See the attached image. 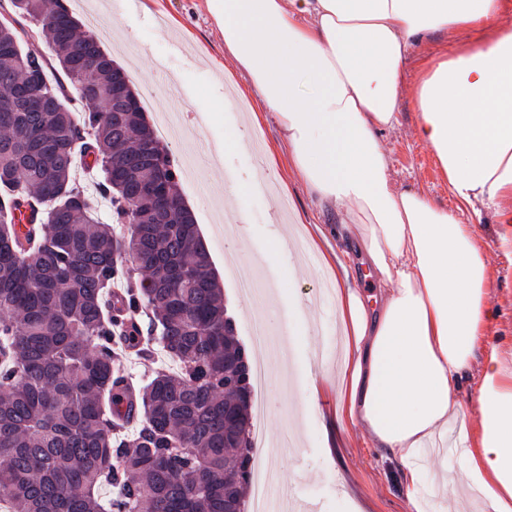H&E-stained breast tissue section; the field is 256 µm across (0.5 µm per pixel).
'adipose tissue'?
Segmentation results:
<instances>
[{
    "mask_svg": "<svg viewBox=\"0 0 512 512\" xmlns=\"http://www.w3.org/2000/svg\"><path fill=\"white\" fill-rule=\"evenodd\" d=\"M224 51L274 113L288 161L321 207L342 213L374 285L337 287L345 339L339 425L396 460L410 512H426L419 453L460 449L478 512H512V364L487 342L490 273L471 224L492 211L512 255V0H205ZM468 32L421 56L416 137L456 210L394 184L379 140L399 122L402 77L429 35ZM479 381L474 408L459 397Z\"/></svg>",
    "mask_w": 512,
    "mask_h": 512,
    "instance_id": "adipose-tissue-1",
    "label": "adipose tissue"
}]
</instances>
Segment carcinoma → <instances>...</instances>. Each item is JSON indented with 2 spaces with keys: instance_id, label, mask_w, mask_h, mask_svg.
<instances>
[{
  "instance_id": "carcinoma-1",
  "label": "carcinoma",
  "mask_w": 512,
  "mask_h": 512,
  "mask_svg": "<svg viewBox=\"0 0 512 512\" xmlns=\"http://www.w3.org/2000/svg\"><path fill=\"white\" fill-rule=\"evenodd\" d=\"M0 8L25 20L0 27V503L5 512L243 509L254 461L251 374L225 364L243 349L198 225L184 211L180 224L153 223L154 207L134 191L151 174L132 163L141 139L168 165L175 203L180 171L143 108L123 125L112 121L113 72L82 64L99 41L79 30L64 0ZM28 29L49 54L24 50ZM71 87L102 105L80 126ZM79 157L100 174L124 233L98 220L74 176ZM27 206L39 235L29 254L15 223ZM126 256L144 274L128 308L152 312L146 341L180 366L133 398L102 308ZM125 410L141 424L120 440L112 417Z\"/></svg>"
}]
</instances>
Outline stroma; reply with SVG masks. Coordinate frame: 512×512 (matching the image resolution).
<instances>
[{
    "instance_id": "1",
    "label": "stroma",
    "mask_w": 512,
    "mask_h": 512,
    "mask_svg": "<svg viewBox=\"0 0 512 512\" xmlns=\"http://www.w3.org/2000/svg\"><path fill=\"white\" fill-rule=\"evenodd\" d=\"M80 25H87V10H94L102 32L101 48L136 77L139 95L148 96L145 115L155 121L167 111L170 88L181 94V108L170 113L176 126H193L190 141H169L171 159L183 163L186 153L198 159L194 182H180V196L191 204L218 272L228 315L236 322L242 344H250V325L257 315L255 303L229 275L231 258L248 261L261 256L258 288L279 286L294 279L295 291L307 309L305 345L279 344L267 358L269 381L262 392L267 415L261 425L270 440L290 437L292 444L269 449L256 458V466L277 470L283 488L296 487L321 505V512H409L398 466L371 447L362 429H340L336 423V392L341 326L334 301L321 300L317 290L327 282L325 266L305 268L291 239L303 215L306 225L324 226L341 221L340 214L321 208L300 177L288 165V150L272 113L262 111L257 96L234 99V88L248 76L224 55V36L207 11L205 0H67ZM417 59H410L403 75L399 123L381 132L380 141L391 162L396 185L418 188L440 206L455 209L430 148L415 136L417 111L413 98ZM233 105H226V98ZM168 112V111H167ZM239 133L241 150L223 153L225 132ZM273 184V196L257 192L258 182ZM244 187L234 207L239 222L226 226L225 201L232 186ZM485 250L492 283L489 307L494 315L487 331L490 344L503 354L512 353V262L498 243V225L484 214L476 225ZM123 360L136 386L149 382L156 371L176 370V363L159 347L140 345ZM458 451L447 448L426 454L421 492L428 512L437 505L430 488L434 474L449 471L457 495L465 486L457 475Z\"/></svg>"
}]
</instances>
